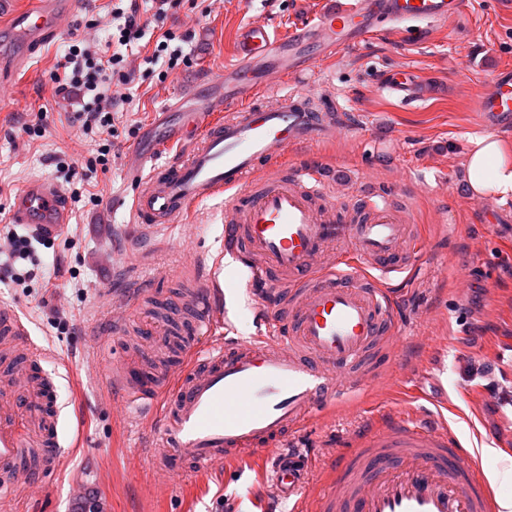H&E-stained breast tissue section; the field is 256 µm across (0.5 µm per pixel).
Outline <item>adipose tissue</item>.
Listing matches in <instances>:
<instances>
[{
  "label": "adipose tissue",
  "instance_id": "1",
  "mask_svg": "<svg viewBox=\"0 0 512 512\" xmlns=\"http://www.w3.org/2000/svg\"><path fill=\"white\" fill-rule=\"evenodd\" d=\"M462 169L471 192L501 203L512 200V156L496 137H471Z\"/></svg>",
  "mask_w": 512,
  "mask_h": 512
}]
</instances>
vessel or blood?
<instances>
[{"label":"vessel or blood","mask_w":512,"mask_h":512,"mask_svg":"<svg viewBox=\"0 0 512 512\" xmlns=\"http://www.w3.org/2000/svg\"><path fill=\"white\" fill-rule=\"evenodd\" d=\"M74 0H28L0 20L11 38L37 51L62 30ZM467 0H332L329 10L280 33L263 21L237 31L233 64L214 83L220 94L188 113L179 134L188 149L170 162L146 167L139 150L125 165L134 223L152 231L177 223L203 201L224 199V253L246 268V286L270 299L264 335L247 340L217 335L224 291L217 277L195 283L188 304L192 331L212 336L204 349H187L174 374H145L127 361L108 368L113 388L132 416L159 422L148 465L170 480L184 467H231L262 452L265 487L295 499L297 512H496L493 492L447 425L405 413L357 434L337 457L330 487L304 497L313 463L282 447L318 411L336 407L373 382L377 349L396 346L400 331L388 288L372 267L398 272L423 246L407 211L388 197L363 196L353 211L331 196L316 168L287 167L289 150L355 131L339 106L318 110L304 89L282 91L285 79L317 74L343 50L356 47L386 23L425 32L464 13ZM425 77L391 69L381 89L398 104L418 102ZM489 133L512 127V68L492 71L477 102ZM12 219L51 237L69 222L61 191L29 183ZM22 319L0 310V336L29 364L0 376V490L22 494L61 452L55 385L42 364L46 351L31 342Z\"/></svg>","instance_id":"1"}]
</instances>
